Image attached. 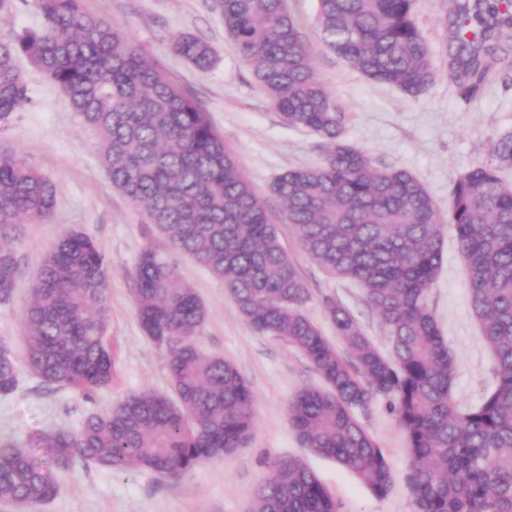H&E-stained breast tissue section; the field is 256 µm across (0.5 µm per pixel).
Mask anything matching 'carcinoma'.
<instances>
[{"mask_svg": "<svg viewBox=\"0 0 512 512\" xmlns=\"http://www.w3.org/2000/svg\"><path fill=\"white\" fill-rule=\"evenodd\" d=\"M32 2L41 26L0 41V123L30 102L18 67L28 59L64 94L100 140L112 186L145 222L193 259L258 334L294 345L325 387L289 399L302 446L356 475L385 497L392 474L384 451L355 411L384 398L406 436L407 484L417 512H512V134L493 161L456 179L449 217L410 172L380 167L342 143L344 113L316 77L286 0H220L224 29L272 106L291 127L325 140L316 166L289 169L269 185L307 257L328 275L360 286L388 331L389 356L344 305L322 298L344 343L339 351L304 312L311 295L283 246L262 195L238 167L199 101L131 36L89 14L83 0ZM415 0H321L320 39L372 81L418 97L433 78L431 54L414 21ZM459 47L454 79L469 101L483 87L512 29V0H453ZM175 52L201 72L212 47L187 34ZM53 184L14 150H0V303L13 298L15 244L25 225L48 220ZM452 226L464 257L470 307L494 359L495 387L473 406L453 395L455 360L428 296ZM110 263L89 236L72 230L47 251L23 312V358L0 343V395L13 393L19 364L49 387L89 396L112 382L106 340ZM136 317L160 349L176 400L150 390L87 416L75 430L41 433L27 450L0 441V502L37 512L57 493L52 470L75 460L115 472L144 468L176 479L206 459L234 453L254 428L253 392L224 357L196 339L206 310L175 264L147 246L132 273ZM251 512H340L306 463L278 458L253 495Z\"/></svg>", "mask_w": 512, "mask_h": 512, "instance_id": "1", "label": "carcinoma"}]
</instances>
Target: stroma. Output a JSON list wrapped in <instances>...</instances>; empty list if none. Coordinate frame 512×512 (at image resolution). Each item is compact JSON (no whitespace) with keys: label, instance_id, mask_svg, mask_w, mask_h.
<instances>
[{"label":"stroma","instance_id":"obj_1","mask_svg":"<svg viewBox=\"0 0 512 512\" xmlns=\"http://www.w3.org/2000/svg\"><path fill=\"white\" fill-rule=\"evenodd\" d=\"M83 5L142 45L208 111L243 173L264 193L281 242L310 288L305 312L324 336L341 346L321 301L329 295L350 309L382 352H389L386 331L365 304L361 288L328 277L312 263L285 222L281 203L266 193L276 175L319 164L324 141L282 121L225 32L216 0H84ZM320 6L321 0H287L317 76L345 114L343 141L365 150L377 164L411 172L440 209H447L454 181L490 162L494 141L512 132V66L495 63L483 92L470 101L460 99L445 2L417 0L415 20L432 54L434 78L420 96L410 99L394 87L369 80L321 42ZM186 33L214 49L216 64L210 71L199 72L175 54V39ZM19 66L31 101L0 124V148L19 152L55 183L56 205L48 222L26 225L16 244L17 286L12 301L0 304V342L15 355L23 354L22 316L31 282L46 251L74 229L90 236L110 262L106 336L113 358L111 385L89 397L69 388L46 387L21 372L17 390L0 395V439L25 446L38 434L78 428L88 415L114 407L130 393L151 390L173 396L163 355L136 318L129 276L144 247L167 257L173 251L132 201L113 188L99 158L97 134L82 123L54 82L27 59H20ZM177 264L206 308L199 348L223 356L252 388L255 427L250 442L225 458L200 463L176 480L158 478L145 469L115 472L75 461L70 471L60 474L56 497L40 512H250L253 492L268 475L270 462L288 456L307 462L340 502L341 512H416L406 484L405 433L385 399L375 398L358 414L392 471V488L379 498L349 470L311 454L298 441L286 404L297 390L322 383L304 355L281 337L254 332L206 270L183 257ZM429 300L455 357L454 397L461 406L474 405L493 389L495 378L491 352L469 305L464 262L454 236L445 238L442 267Z\"/></svg>","mask_w":512,"mask_h":512}]
</instances>
